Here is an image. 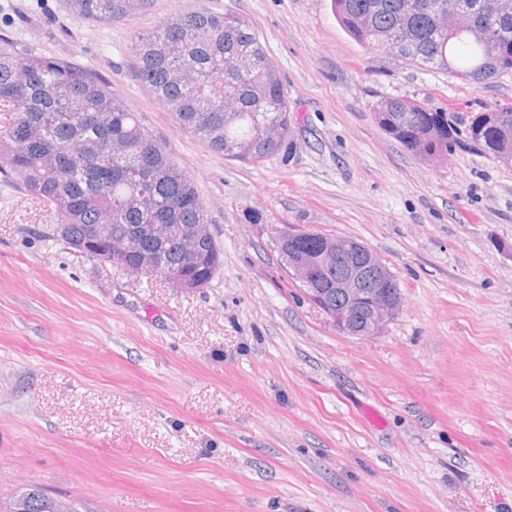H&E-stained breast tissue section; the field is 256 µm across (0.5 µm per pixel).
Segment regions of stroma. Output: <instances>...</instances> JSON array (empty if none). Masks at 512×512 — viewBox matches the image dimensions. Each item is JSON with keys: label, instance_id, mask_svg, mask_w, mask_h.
Masks as SVG:
<instances>
[{"label": "stroma", "instance_id": "35a3bbf8", "mask_svg": "<svg viewBox=\"0 0 512 512\" xmlns=\"http://www.w3.org/2000/svg\"><path fill=\"white\" fill-rule=\"evenodd\" d=\"M246 16L291 110L256 164L180 128L132 44L199 10ZM92 70L166 143L207 208L208 287L75 256L56 216L0 177V498L78 512H512V166L464 146L427 162L373 115L417 100L468 124L512 106L481 83L353 40L331 0H155L92 22L0 0V34ZM361 240L403 308L340 332L283 265L284 227ZM36 497L41 500L42 508L39 512H77L74 503L52 497L39 489L38 486L25 488L19 494L13 495L6 503L0 500V512H31L29 510V500Z\"/></svg>", "mask_w": 512, "mask_h": 512}]
</instances>
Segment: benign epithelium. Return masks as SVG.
<instances>
[{"label": "benign epithelium", "mask_w": 512, "mask_h": 512, "mask_svg": "<svg viewBox=\"0 0 512 512\" xmlns=\"http://www.w3.org/2000/svg\"><path fill=\"white\" fill-rule=\"evenodd\" d=\"M311 232L287 227L278 245L288 251L287 267L308 298L330 317L342 333L366 338L378 333L402 308L392 272L363 242L350 237L318 234L320 246L310 252L288 249V244ZM336 270V279L319 287L320 276Z\"/></svg>", "instance_id": "1"}]
</instances>
